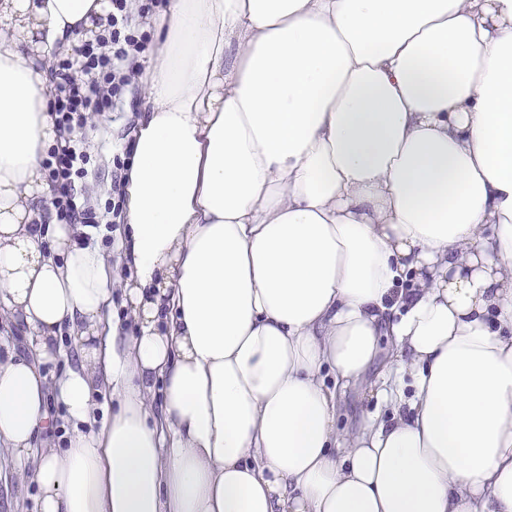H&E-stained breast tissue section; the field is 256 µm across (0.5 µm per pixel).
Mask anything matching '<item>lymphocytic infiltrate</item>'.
Here are the masks:
<instances>
[{
    "instance_id": "f902f5d3",
    "label": "lymphocytic infiltrate",
    "mask_w": 512,
    "mask_h": 512,
    "mask_svg": "<svg viewBox=\"0 0 512 512\" xmlns=\"http://www.w3.org/2000/svg\"><path fill=\"white\" fill-rule=\"evenodd\" d=\"M128 22V0H112L107 35L54 71L50 94L58 128L71 132L83 130L87 113L104 111L120 101L131 81V74L124 66L131 55L146 49L144 42L127 34ZM86 160L83 148L68 145L47 164L52 187L50 205L57 220L68 224L96 221L90 207L76 202L73 177L80 174V166Z\"/></svg>"
}]
</instances>
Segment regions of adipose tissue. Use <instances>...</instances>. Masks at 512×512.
<instances>
[{"instance_id": "obj_1", "label": "adipose tissue", "mask_w": 512, "mask_h": 512, "mask_svg": "<svg viewBox=\"0 0 512 512\" xmlns=\"http://www.w3.org/2000/svg\"><path fill=\"white\" fill-rule=\"evenodd\" d=\"M111 12L0 0V320L82 343L53 382L0 362L40 512H512V0L134 14L112 251L43 206L50 70ZM361 385L390 417L339 434ZM52 397L74 430L38 455Z\"/></svg>"}]
</instances>
